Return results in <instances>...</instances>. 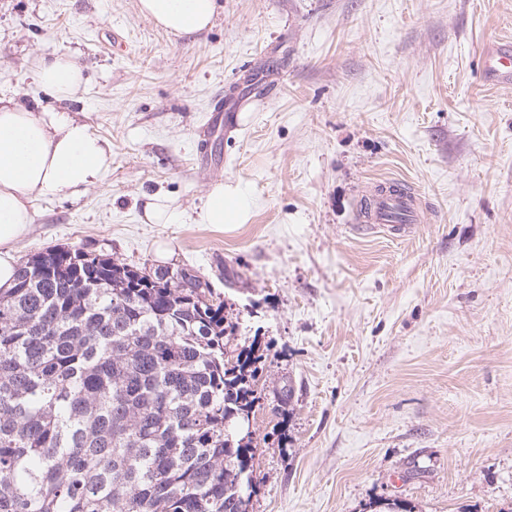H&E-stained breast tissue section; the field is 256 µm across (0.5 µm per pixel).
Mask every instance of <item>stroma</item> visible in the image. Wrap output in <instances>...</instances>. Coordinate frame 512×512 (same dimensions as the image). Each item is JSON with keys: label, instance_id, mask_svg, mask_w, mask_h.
I'll return each mask as SVG.
<instances>
[{"label": "stroma", "instance_id": "1", "mask_svg": "<svg viewBox=\"0 0 512 512\" xmlns=\"http://www.w3.org/2000/svg\"><path fill=\"white\" fill-rule=\"evenodd\" d=\"M508 39L512 0H217L181 38L138 0H0V96L56 109L33 74L76 54L61 106L110 153L100 183L34 202L17 256L154 266L163 244L208 281L261 357L249 512H512V82L482 76ZM391 179L418 208L404 239L358 219ZM217 182L247 223H194ZM156 193L175 223L141 222Z\"/></svg>", "mask_w": 512, "mask_h": 512}]
</instances>
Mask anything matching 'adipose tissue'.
Listing matches in <instances>:
<instances>
[{"label":"adipose tissue","mask_w":512,"mask_h":512,"mask_svg":"<svg viewBox=\"0 0 512 512\" xmlns=\"http://www.w3.org/2000/svg\"><path fill=\"white\" fill-rule=\"evenodd\" d=\"M141 13L168 34L186 36L209 28L216 0H139ZM39 84L57 101L71 100L83 82V70L68 53L43 58ZM109 154L87 125L67 111H33L0 98V288L9 289L17 268V245L33 224L37 199L66 200L96 184ZM250 200L238 187L215 184L197 212L200 224H244Z\"/></svg>","instance_id":"ef3b65f1"}]
</instances>
